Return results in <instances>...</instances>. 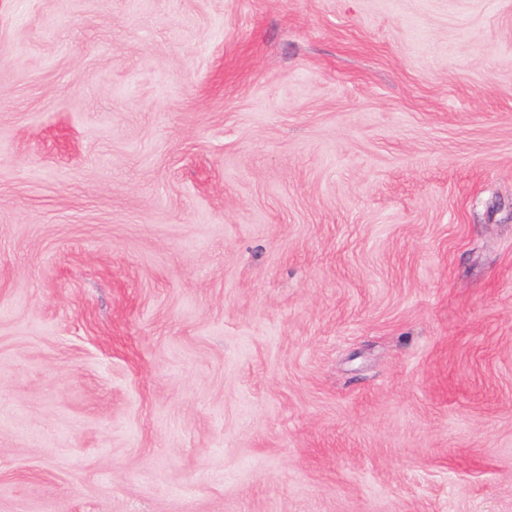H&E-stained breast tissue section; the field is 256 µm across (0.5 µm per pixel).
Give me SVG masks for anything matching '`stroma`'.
<instances>
[{"mask_svg":"<svg viewBox=\"0 0 512 512\" xmlns=\"http://www.w3.org/2000/svg\"><path fill=\"white\" fill-rule=\"evenodd\" d=\"M0 512H512V0H0Z\"/></svg>","mask_w":512,"mask_h":512,"instance_id":"1","label":"stroma"}]
</instances>
